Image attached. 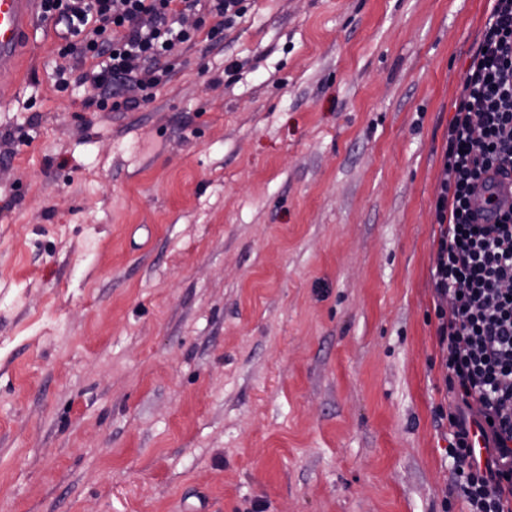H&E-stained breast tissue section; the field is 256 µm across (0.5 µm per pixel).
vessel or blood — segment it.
Returning <instances> with one entry per match:
<instances>
[{
	"instance_id": "vessel-or-blood-1",
	"label": "vessel or blood",
	"mask_w": 512,
	"mask_h": 512,
	"mask_svg": "<svg viewBox=\"0 0 512 512\" xmlns=\"http://www.w3.org/2000/svg\"><path fill=\"white\" fill-rule=\"evenodd\" d=\"M39 0H0V77L15 74L24 48L33 41Z\"/></svg>"
}]
</instances>
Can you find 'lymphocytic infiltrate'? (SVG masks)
<instances>
[{
	"label": "lymphocytic infiltrate",
	"mask_w": 512,
	"mask_h": 512,
	"mask_svg": "<svg viewBox=\"0 0 512 512\" xmlns=\"http://www.w3.org/2000/svg\"><path fill=\"white\" fill-rule=\"evenodd\" d=\"M248 0H40L44 19L64 23L55 52L93 90L102 112L139 103L127 88L167 82L168 59L198 36L217 45ZM198 17L185 27L186 15ZM512 174V0H491L448 129L435 212L440 226L432 277L441 367L453 400L448 455L453 491L467 512H512V207L489 187L490 171ZM485 459L472 461L471 430Z\"/></svg>",
	"instance_id": "1"
}]
</instances>
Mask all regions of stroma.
<instances>
[{"label":"stroma","instance_id":"35a3bbf8","mask_svg":"<svg viewBox=\"0 0 512 512\" xmlns=\"http://www.w3.org/2000/svg\"><path fill=\"white\" fill-rule=\"evenodd\" d=\"M489 0H251L128 112L0 107V512H464L432 268Z\"/></svg>","mask_w":512,"mask_h":512}]
</instances>
